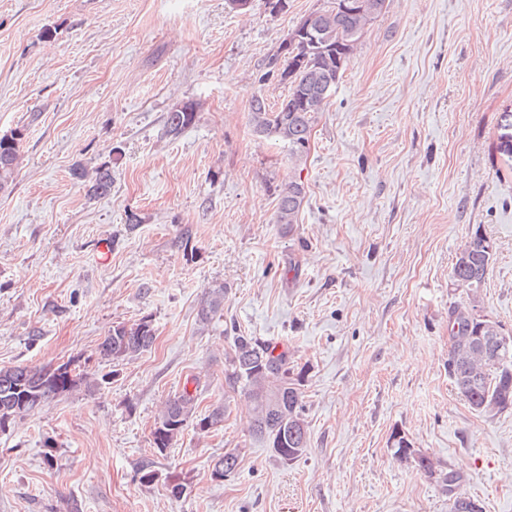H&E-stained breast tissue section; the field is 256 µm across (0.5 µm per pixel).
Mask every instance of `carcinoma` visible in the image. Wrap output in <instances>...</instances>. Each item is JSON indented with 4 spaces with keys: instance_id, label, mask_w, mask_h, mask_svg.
Here are the masks:
<instances>
[{
    "instance_id": "1",
    "label": "carcinoma",
    "mask_w": 512,
    "mask_h": 512,
    "mask_svg": "<svg viewBox=\"0 0 512 512\" xmlns=\"http://www.w3.org/2000/svg\"><path fill=\"white\" fill-rule=\"evenodd\" d=\"M317 22L328 31L326 41H300L274 60L280 82L288 86V95L279 106L267 105L261 95L250 102V121L254 131L262 136L288 142L292 155L308 153L312 123L316 111H308L304 100L317 97L323 79L336 73V66L347 65L356 44L364 32L367 19L354 13L323 12ZM197 118L196 105L186 101L171 108L166 117V132L180 135ZM22 132L19 130L0 137V189L13 178L18 166ZM74 179L82 182L91 197L106 196L112 191V174L108 164L89 174L77 164L71 169ZM306 197L303 184L290 182L281 191L277 203V223L291 228ZM487 237L476 232L467 241L451 269L452 280L467 288H480L490 272L493 252L488 250ZM224 310V286L212 288L200 304L199 320L206 323ZM481 321L461 303L448 310V376L454 389L480 414L493 401L501 410L512 409V343L503 347L496 358L489 357L475 365L457 358L458 349L472 343L471 337ZM155 329L152 320L144 317L130 327H112L98 347V358L117 365L152 348ZM227 378L241 385L254 403L252 434L266 442L267 447L283 462H292L309 448L307 425L302 400L304 371L288 367V353H275V347L255 336L234 338L228 357ZM90 380L89 372L72 366L71 362L55 367H13L0 369V420L14 423L31 412L44 407L54 397L65 394ZM195 410V397L188 391L169 399L155 422L153 445L165 454L172 442L187 427ZM405 434L392 436L391 449L400 461L414 460L426 473L433 470V460L421 454L413 455ZM238 453L226 452L214 461L211 477H227L235 472Z\"/></svg>"
}]
</instances>
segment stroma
Returning <instances> with one entry per match:
<instances>
[{
    "label": "stroma",
    "instance_id": "stroma-1",
    "mask_svg": "<svg viewBox=\"0 0 512 512\" xmlns=\"http://www.w3.org/2000/svg\"><path fill=\"white\" fill-rule=\"evenodd\" d=\"M323 3L0 0V135L23 133L0 190V368L78 359L111 377L0 432V512H450L394 457L396 431L483 512H512V410L475 412L448 377L451 305L512 334V0H386L297 158L254 132L249 103L287 95L271 62ZM185 101L197 119L170 136ZM104 163L112 192L88 198L70 171ZM291 181L306 198L287 230ZM478 231L495 255L473 291L450 270ZM219 285L224 309L200 323ZM144 317L149 351L98 360L112 326ZM242 333L306 370L296 462L251 436L225 380ZM185 390L196 418L227 414L158 454L155 420ZM197 118L196 105L192 101H186L175 105L167 113L166 132L171 136L180 135L186 128L191 126ZM306 197L305 187L302 183L289 182L278 196L277 223L291 229L296 224L297 216Z\"/></svg>",
    "mask_w": 512,
    "mask_h": 512
}]
</instances>
